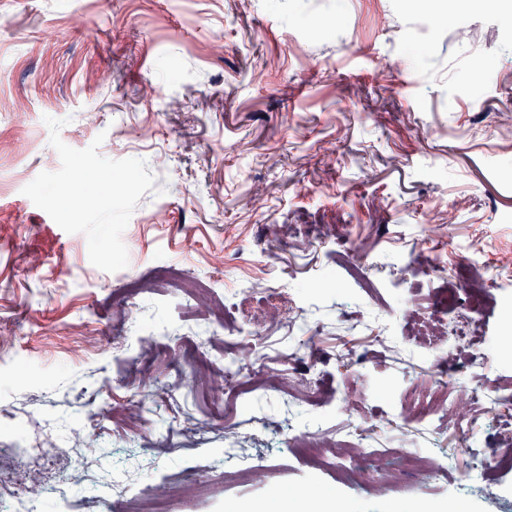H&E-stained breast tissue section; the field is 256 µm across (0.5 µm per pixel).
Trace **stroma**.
<instances>
[{"label": "stroma", "mask_w": 512, "mask_h": 512, "mask_svg": "<svg viewBox=\"0 0 512 512\" xmlns=\"http://www.w3.org/2000/svg\"><path fill=\"white\" fill-rule=\"evenodd\" d=\"M510 127L512 0H0V406L33 405L19 419L32 436L83 418L105 429L72 512H124L107 485L125 466L143 493L160 469L174 487L191 464L215 476L233 464L224 427L263 422L255 462L284 486L315 469L292 436L318 429L443 457L482 498L461 477L512 448V418L463 416L480 407L470 391L512 394V275L474 312L477 345L443 362L404 309L442 299L460 265L512 255ZM317 224L335 238L309 242ZM164 264L227 297L274 289L299 301V326L209 325L170 282L114 335L113 290ZM145 335L175 358L143 355ZM218 335L293 354L294 373L316 341L334 401L292 407L272 390L217 415L224 395L195 380L192 355ZM439 378L461 421L398 420L407 392ZM130 406L147 409L137 433ZM207 418L208 444L180 435ZM166 437L184 456L154 450ZM366 469L348 512L433 499L405 471L386 486ZM264 491L235 482L170 512L255 507Z\"/></svg>", "instance_id": "obj_1"}]
</instances>
